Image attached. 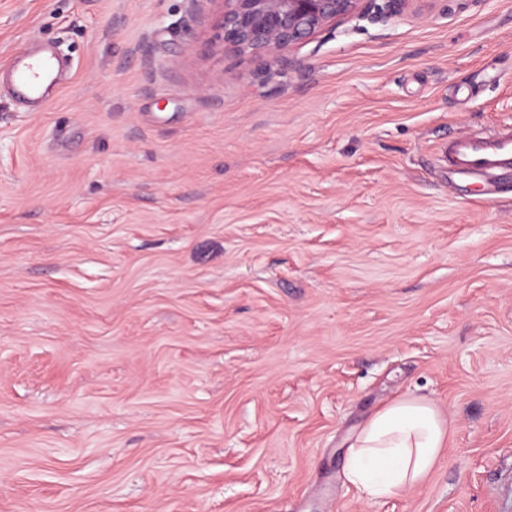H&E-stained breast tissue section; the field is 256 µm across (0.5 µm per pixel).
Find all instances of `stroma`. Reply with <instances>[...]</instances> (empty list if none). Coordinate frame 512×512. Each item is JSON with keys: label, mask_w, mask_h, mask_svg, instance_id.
Listing matches in <instances>:
<instances>
[{"label": "stroma", "mask_w": 512, "mask_h": 512, "mask_svg": "<svg viewBox=\"0 0 512 512\" xmlns=\"http://www.w3.org/2000/svg\"><path fill=\"white\" fill-rule=\"evenodd\" d=\"M221 0H0V512H512V0H403L275 56ZM453 421L426 483L359 498L384 403ZM59 69V59L52 52H20L12 62L15 97L23 103L50 100L55 92ZM448 167L469 176L496 175L512 168V129L477 130L448 140Z\"/></svg>", "instance_id": "1"}]
</instances>
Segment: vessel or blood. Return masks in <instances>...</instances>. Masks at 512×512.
<instances>
[{
  "mask_svg": "<svg viewBox=\"0 0 512 512\" xmlns=\"http://www.w3.org/2000/svg\"><path fill=\"white\" fill-rule=\"evenodd\" d=\"M60 69L50 52L17 54L12 62L16 98L24 103L50 100ZM455 173L469 176L494 175L512 168V129L477 130L450 139L444 151Z\"/></svg>",
  "mask_w": 512,
  "mask_h": 512,
  "instance_id": "b4317fda",
  "label": "vessel or blood"
}]
</instances>
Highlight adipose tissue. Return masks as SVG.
I'll list each match as a JSON object with an SVG mask.
<instances>
[{"mask_svg": "<svg viewBox=\"0 0 512 512\" xmlns=\"http://www.w3.org/2000/svg\"><path fill=\"white\" fill-rule=\"evenodd\" d=\"M451 423L432 400L405 397L377 410L350 437L345 478L374 500L421 486L446 447Z\"/></svg>", "mask_w": 512, "mask_h": 512, "instance_id": "adipose-tissue-1", "label": "adipose tissue"}]
</instances>
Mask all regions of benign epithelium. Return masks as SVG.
Listing matches in <instances>:
<instances>
[{"label":"benign epithelium","mask_w":512,"mask_h":512,"mask_svg":"<svg viewBox=\"0 0 512 512\" xmlns=\"http://www.w3.org/2000/svg\"><path fill=\"white\" fill-rule=\"evenodd\" d=\"M373 0H222L224 48L277 56Z\"/></svg>","instance_id":"1"}]
</instances>
